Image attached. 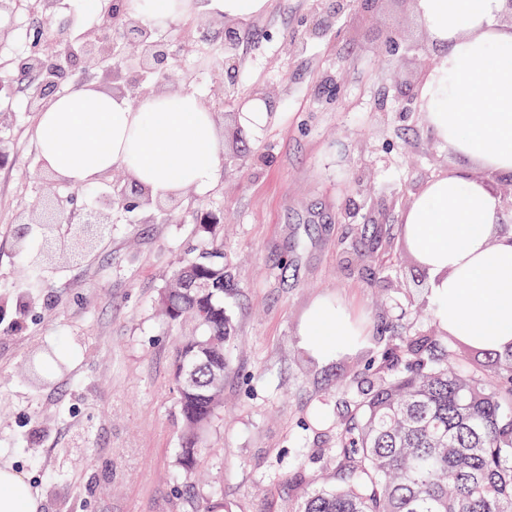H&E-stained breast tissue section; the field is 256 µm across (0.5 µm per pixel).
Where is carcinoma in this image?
<instances>
[{
  "label": "carcinoma",
  "instance_id": "1",
  "mask_svg": "<svg viewBox=\"0 0 512 512\" xmlns=\"http://www.w3.org/2000/svg\"><path fill=\"white\" fill-rule=\"evenodd\" d=\"M50 232L57 238L42 239L36 252L18 242L34 288L55 251H84ZM230 278L224 241L210 234L173 267L161 298L168 324L192 322L173 365L176 464L186 476L210 461L205 435L222 416L226 347L235 335L224 308ZM370 340L382 352L371 374L355 381L350 412L338 421L321 403L309 408L307 427L336 429L327 460L333 483L304 493L289 512H512V349L477 348L465 364L456 336L442 345L397 326L390 335L376 329ZM29 365L41 382L54 373L42 357Z\"/></svg>",
  "mask_w": 512,
  "mask_h": 512
}]
</instances>
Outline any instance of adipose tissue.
<instances>
[{
  "label": "adipose tissue",
  "mask_w": 512,
  "mask_h": 512,
  "mask_svg": "<svg viewBox=\"0 0 512 512\" xmlns=\"http://www.w3.org/2000/svg\"><path fill=\"white\" fill-rule=\"evenodd\" d=\"M270 0H123L129 16L154 29L201 9L243 24ZM439 64L424 79L425 121L454 158L478 169L430 180L399 222L427 276L431 312L449 335L478 348H512V230L492 181L512 174V27L500 26L504 0H416ZM37 142L45 169L69 185L96 184L122 168L143 196L207 190L221 163L216 119L191 90L157 91L138 102L87 83L55 96L40 112ZM303 350L330 362L352 348L344 308L316 306L299 333ZM26 477L0 466V512H40Z\"/></svg>",
  "instance_id": "obj_1"
}]
</instances>
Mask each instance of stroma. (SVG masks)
Here are the masks:
<instances>
[{
    "label": "stroma",
    "instance_id": "obj_1",
    "mask_svg": "<svg viewBox=\"0 0 512 512\" xmlns=\"http://www.w3.org/2000/svg\"><path fill=\"white\" fill-rule=\"evenodd\" d=\"M327 29L323 38L313 29ZM163 35L183 87L214 112L224 138L219 176L206 192L167 204L169 219L112 211L106 236L86 257L50 266L29 288L19 240L40 244L29 218L55 192L68 216L94 191L38 174V113L13 101L0 126V464L22 472L42 512H186L190 493L229 512H288L297 467L318 474L333 433L305 430L312 403L349 410L335 388L364 376L363 347L323 363L297 331L320 303L345 305L353 321L380 318L440 335L427 279L398 232L401 213L450 157L423 122L420 87L436 66L412 0H270L239 29L237 67L220 61L224 28L197 15ZM407 46L389 61L388 39ZM274 117L240 133L252 97ZM224 231L236 291L224 299L236 340L224 380V422L206 437L217 456L189 489L175 465L180 428L172 380L181 331L160 297L172 266L204 227ZM55 352L50 383L27 375L28 359Z\"/></svg>",
    "mask_w": 512,
    "mask_h": 512
}]
</instances>
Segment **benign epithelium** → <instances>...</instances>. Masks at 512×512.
Listing matches in <instances>:
<instances>
[{
  "label": "benign epithelium",
  "instance_id": "7a95c632",
  "mask_svg": "<svg viewBox=\"0 0 512 512\" xmlns=\"http://www.w3.org/2000/svg\"><path fill=\"white\" fill-rule=\"evenodd\" d=\"M19 0H0V44L4 45L17 30ZM224 42V65L236 59L238 38L236 28L227 26ZM123 39L117 40L97 27L82 28L76 33L60 32L47 41L40 30L34 32L38 45L11 58L10 69L18 73L36 71L42 79L28 86L26 100L32 112L43 111L48 95L59 88L62 77L68 75L74 63H82L85 71L99 84H112V89L133 100L152 91L170 90L175 84V71L168 44L159 32L129 16L122 17ZM125 189L117 185L107 192L102 204L84 210L75 224H67L64 235L81 240L103 224L112 223V196H121ZM63 202L55 194L42 197L34 224H60Z\"/></svg>",
  "mask_w": 512,
  "mask_h": 512
}]
</instances>
